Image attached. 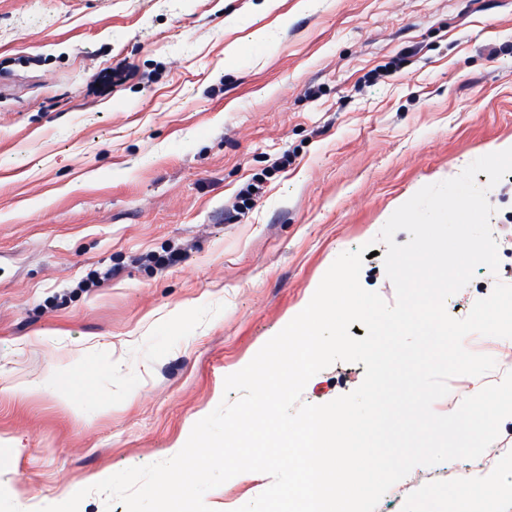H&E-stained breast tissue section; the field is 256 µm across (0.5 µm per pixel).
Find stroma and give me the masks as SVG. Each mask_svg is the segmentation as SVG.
Listing matches in <instances>:
<instances>
[{
	"label": "stroma",
	"instance_id": "35a3bbf8",
	"mask_svg": "<svg viewBox=\"0 0 512 512\" xmlns=\"http://www.w3.org/2000/svg\"><path fill=\"white\" fill-rule=\"evenodd\" d=\"M505 141L512 0H0V512L177 454L340 253ZM488 188L499 270L456 319L512 284V173ZM364 372L334 362L302 400ZM487 453L376 512H457L464 480L470 512H512V417Z\"/></svg>",
	"mask_w": 512,
	"mask_h": 512
}]
</instances>
